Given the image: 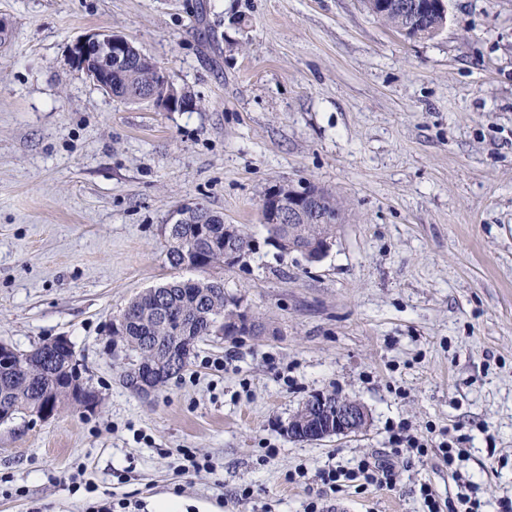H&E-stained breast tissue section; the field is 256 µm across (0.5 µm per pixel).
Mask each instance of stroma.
I'll return each mask as SVG.
<instances>
[{
    "mask_svg": "<svg viewBox=\"0 0 512 512\" xmlns=\"http://www.w3.org/2000/svg\"><path fill=\"white\" fill-rule=\"evenodd\" d=\"M0 343L67 337L101 402L0 424V512H421L430 456L391 454L399 426L466 438L484 512L512 496V0H448L409 39L360 0H0ZM133 41L199 104L112 99L69 58L80 35ZM341 198L317 263L265 242L283 181ZM207 206L257 246L224 290L264 327L210 336L149 398L110 328L176 277L165 224ZM315 394L361 403L367 427L322 442L285 428ZM213 473L180 471L182 449ZM392 457L394 486L324 492L315 474ZM91 484L93 493L73 490Z\"/></svg>",
    "mask_w": 512,
    "mask_h": 512,
    "instance_id": "1",
    "label": "stroma"
}]
</instances>
